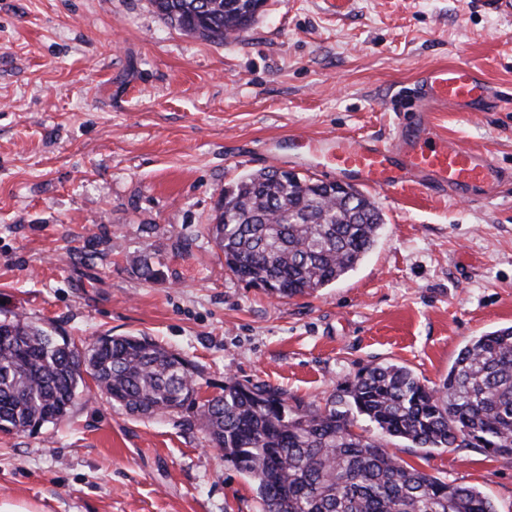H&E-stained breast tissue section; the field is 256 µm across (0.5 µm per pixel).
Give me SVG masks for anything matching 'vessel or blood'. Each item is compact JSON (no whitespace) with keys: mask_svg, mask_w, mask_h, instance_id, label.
<instances>
[{"mask_svg":"<svg viewBox=\"0 0 512 512\" xmlns=\"http://www.w3.org/2000/svg\"><path fill=\"white\" fill-rule=\"evenodd\" d=\"M499 93L468 65L435 66L421 71L414 86V119L398 125L387 143L337 137L324 156L331 172L378 191L408 186L422 193L462 191L490 197L503 183V169L487 155L435 132L432 112L444 106L470 118Z\"/></svg>","mask_w":512,"mask_h":512,"instance_id":"vessel-or-blood-1","label":"vessel or blood"}]
</instances>
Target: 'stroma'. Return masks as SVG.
<instances>
[{
    "instance_id": "stroma-1",
    "label": "stroma",
    "mask_w": 512,
    "mask_h": 512,
    "mask_svg": "<svg viewBox=\"0 0 512 512\" xmlns=\"http://www.w3.org/2000/svg\"><path fill=\"white\" fill-rule=\"evenodd\" d=\"M481 69L512 96V16L482 0H266L221 44L150 0H0V305L78 347L148 336L201 396L264 381L304 402L369 364L427 385L472 337L512 325V181L464 201L374 194L380 240L336 285L276 299L207 233L220 193L272 166L320 180L337 135L390 140L427 66ZM441 136L512 173V106L440 110ZM156 270L145 279L137 259ZM387 449L512 512V459ZM28 512H261L254 483L181 414L132 417L97 390L33 433L0 432V503Z\"/></svg>"
}]
</instances>
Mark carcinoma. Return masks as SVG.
<instances>
[{"label": "carcinoma", "instance_id": "carcinoma-1", "mask_svg": "<svg viewBox=\"0 0 512 512\" xmlns=\"http://www.w3.org/2000/svg\"><path fill=\"white\" fill-rule=\"evenodd\" d=\"M259 2L151 0L166 23L214 43L248 28ZM326 186L268 168L222 191L208 235L225 267L282 299L354 271L377 242L382 214L355 186L349 204ZM86 374L128 415L191 411L208 443L254 482L263 512H495L478 489L403 462L382 439L512 457V326L471 339L436 386L405 366L371 364L320 405L232 378L203 399L192 364L143 336H100L81 351L13 313L0 318V432L66 417ZM361 419L378 434L355 431Z\"/></svg>", "mask_w": 512, "mask_h": 512}]
</instances>
